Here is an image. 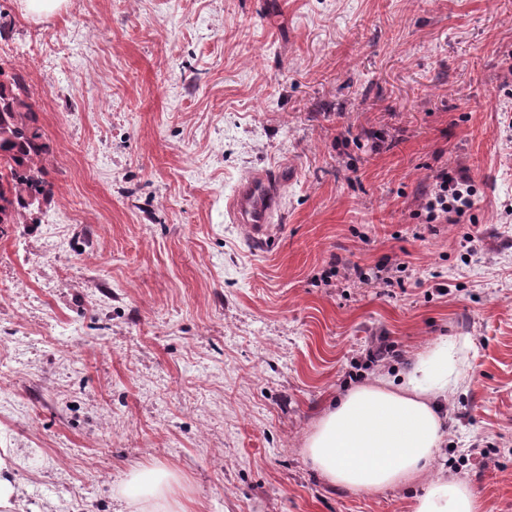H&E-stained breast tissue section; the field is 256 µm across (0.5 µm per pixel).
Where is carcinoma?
I'll list each match as a JSON object with an SVG mask.
<instances>
[{"label": "carcinoma", "mask_w": 512, "mask_h": 512, "mask_svg": "<svg viewBox=\"0 0 512 512\" xmlns=\"http://www.w3.org/2000/svg\"><path fill=\"white\" fill-rule=\"evenodd\" d=\"M48 151L23 75L0 68V224L20 223L50 193Z\"/></svg>", "instance_id": "obj_1"}]
</instances>
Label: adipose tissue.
<instances>
[{"instance_id":"adipose-tissue-1","label":"adipose tissue","mask_w":512,"mask_h":512,"mask_svg":"<svg viewBox=\"0 0 512 512\" xmlns=\"http://www.w3.org/2000/svg\"><path fill=\"white\" fill-rule=\"evenodd\" d=\"M465 341H441L417 354L398 378L348 390L317 420L304 453L334 487L368 494L427 476L444 443L441 402L469 377ZM175 474L162 466L131 471L119 494L134 512H189L174 500ZM413 512H481L460 479L430 478Z\"/></svg>"}]
</instances>
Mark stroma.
<instances>
[{
  "label": "stroma",
  "instance_id": "stroma-1",
  "mask_svg": "<svg viewBox=\"0 0 512 512\" xmlns=\"http://www.w3.org/2000/svg\"><path fill=\"white\" fill-rule=\"evenodd\" d=\"M50 196L0 226V448L15 512H115L163 466L192 512H411L328 485L325 406L468 339L431 469L512 512V0H0ZM474 206L428 228L433 175ZM279 182L266 245L230 208ZM393 268V284L330 275ZM388 337L400 353L364 368ZM65 0H20L24 16L40 21L59 11Z\"/></svg>",
  "mask_w": 512,
  "mask_h": 512
}]
</instances>
